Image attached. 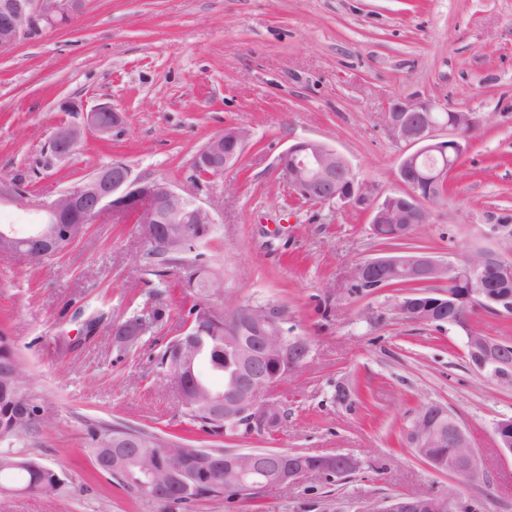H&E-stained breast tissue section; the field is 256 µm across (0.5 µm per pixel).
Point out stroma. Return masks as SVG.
<instances>
[{"label":"stroma","mask_w":512,"mask_h":512,"mask_svg":"<svg viewBox=\"0 0 512 512\" xmlns=\"http://www.w3.org/2000/svg\"><path fill=\"white\" fill-rule=\"evenodd\" d=\"M421 96L473 113L476 128L411 245L438 258L499 248L490 231L512 224V0H84L69 24L0 51V179L21 178L39 197L77 186L119 159L134 175L217 200L214 236L196 246L224 279L221 293H188L186 267L150 275V246L131 220L102 214L66 254L38 263L0 253V331L26 369L42 420L0 454L62 470L69 494L0 488V512H176L96 472L88 431L121 423L161 437L188 436L155 354L198 302L271 304L284 332L310 356L269 394L283 414L272 435L211 436L214 448L348 453L347 478L309 477L261 497L215 498L187 512H361L392 496L458 493L478 512H512V459L495 444L512 417V383L479 375L460 327L408 320L402 291L355 290L362 260L395 254L375 238L360 205L297 198L278 170L296 140L342 153L374 196L401 193L402 148L380 122L393 98ZM108 103L124 115L108 139L88 134L69 158L43 149L67 120L61 99ZM251 139L241 161L197 177V150L224 127ZM164 318L133 347L112 321L142 308ZM101 317L95 336L82 321ZM371 381L374 417L340 399L353 378ZM446 407L467 430L479 478L465 485L422 462L406 434L421 407Z\"/></svg>","instance_id":"35a3bbf8"}]
</instances>
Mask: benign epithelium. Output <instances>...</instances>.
<instances>
[{
    "label": "benign epithelium",
    "mask_w": 512,
    "mask_h": 512,
    "mask_svg": "<svg viewBox=\"0 0 512 512\" xmlns=\"http://www.w3.org/2000/svg\"><path fill=\"white\" fill-rule=\"evenodd\" d=\"M82 4L83 0H0V50L11 48L45 29L68 24L80 13ZM58 108L79 120L64 122L54 130L46 153L55 159L73 155L86 134L109 135L122 123L121 113L110 104L88 109L80 101L65 98ZM443 112L451 113L450 118L443 119ZM381 120L393 138L404 145L399 175L408 191L397 195L404 203L397 212L391 210L390 195L372 202L371 223L378 224L386 219L405 224H429L431 193L425 194L422 189L427 183L433 187L447 184L465 151L463 134L475 127L476 119L470 112L457 111L450 106L439 107L422 97H413L392 99ZM249 138L250 130L245 126L224 128V132L209 140L197 153L195 168L210 170V177L222 174L240 161ZM425 159L439 161L426 183L421 181L420 175V163ZM278 167L293 193L301 199L316 203L356 204H364L370 199L369 189L357 182L348 160L319 140L306 138L291 144L280 155ZM0 205L35 214L36 221L26 230H18L12 225L0 228V245L7 252L31 261L65 254L84 237L88 221L96 220L105 212L133 219L138 232L151 246L160 245L167 249L180 243L186 247L203 240L216 224L213 211L217 208L215 202L205 204L166 181L138 177L120 160L112 161L111 165L95 171L79 185L61 190L48 200L30 195L19 180L1 179ZM511 260V252L497 251L474 253L458 261H445L426 253L415 257H377L357 263L351 278L356 283L374 282L378 287L395 275L425 283L448 281L461 285L462 289L445 296L431 295L421 299L428 310L427 321L464 328L470 364L480 373L507 381L512 378V346L474 331L467 310L472 306L494 310L512 308V291L492 287L485 277L486 268L497 261L501 282L511 283ZM283 320L284 314L267 308L264 314L254 317L244 305L224 314L227 340H238L244 326L250 328L252 337L244 344L237 372L221 390L214 392L213 409L224 416V421L245 425L259 435L275 432L282 417L280 407L265 399L281 381L270 362L288 358L292 372L301 363V360L293 359L291 343L282 328ZM152 323L153 320L145 316L135 325L126 320L114 321L112 336L122 345L132 346L149 331ZM435 412L448 417V431L420 423L410 430L411 439L418 446L424 442L437 447L446 443L454 448V452L446 458L423 453L421 458L436 471L449 472L461 479H476L479 476L478 455L466 429L449 415L447 408L437 405ZM494 435L497 447L511 457L512 418L498 421ZM115 441L119 448L114 454L99 459L101 467L110 470L118 459L131 461L141 457L137 440L118 435ZM300 456L299 452H244L221 448L212 451L207 463L213 477L219 481L229 470L224 465V458L247 460V468L235 475L234 489L240 497H250L271 486L310 476L333 477L361 467L357 458L345 454H320L313 467L298 463L296 458ZM185 460L187 457H180L179 465L159 483L161 492L177 493L176 481L180 479ZM425 501L435 512H464L466 508V504L454 495H419L390 497L372 503L362 512H415Z\"/></svg>",
    "instance_id": "7a95c632"
}]
</instances>
